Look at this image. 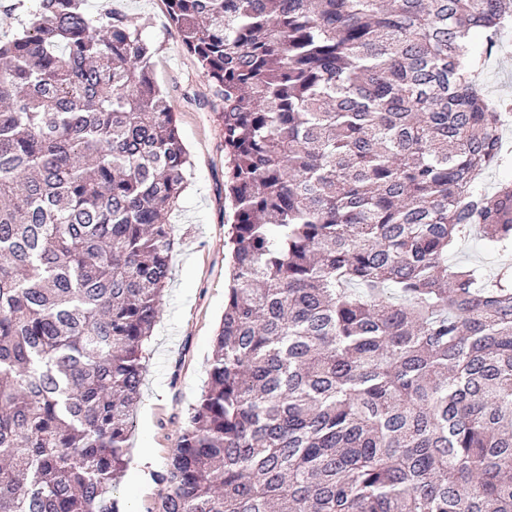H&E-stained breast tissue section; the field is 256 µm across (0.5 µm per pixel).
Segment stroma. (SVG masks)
<instances>
[{
	"mask_svg": "<svg viewBox=\"0 0 512 512\" xmlns=\"http://www.w3.org/2000/svg\"><path fill=\"white\" fill-rule=\"evenodd\" d=\"M94 12L118 9L139 28L156 54L154 78L178 120L190 157L188 185L173 214L171 280L148 345L150 358L133 414L129 463L116 485L126 512H152L163 469L208 378L211 346L224 314L227 261L224 239V130L218 112L199 108L209 82L182 47L165 0H87Z\"/></svg>",
	"mask_w": 512,
	"mask_h": 512,
	"instance_id": "35a3bbf8",
	"label": "stroma"
}]
</instances>
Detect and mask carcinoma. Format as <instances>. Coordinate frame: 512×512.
<instances>
[{
  "label": "carcinoma",
  "mask_w": 512,
  "mask_h": 512,
  "mask_svg": "<svg viewBox=\"0 0 512 512\" xmlns=\"http://www.w3.org/2000/svg\"><path fill=\"white\" fill-rule=\"evenodd\" d=\"M220 111L208 382L156 512H512V0H166ZM120 11L0 35V512H124L188 155ZM479 79L492 95L512 94V38L504 42L497 56L479 75ZM508 259L509 255H504L501 251H493L482 238L475 234L453 250L449 261L461 265H479L489 272H494Z\"/></svg>",
  "instance_id": "cac0c4a2"
}]
</instances>
